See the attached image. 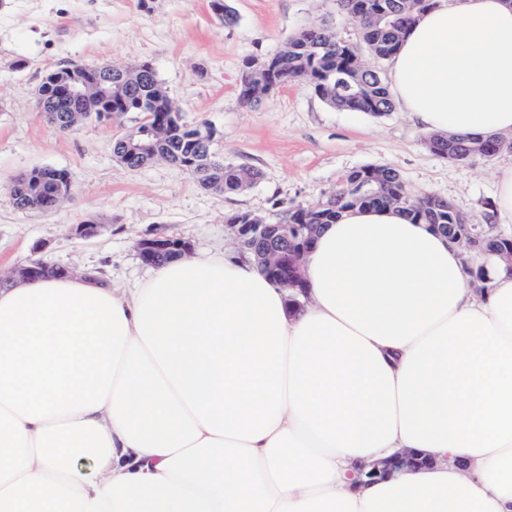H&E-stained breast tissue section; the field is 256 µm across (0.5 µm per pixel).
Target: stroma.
<instances>
[{
	"instance_id": "obj_1",
	"label": "stroma",
	"mask_w": 512,
	"mask_h": 512,
	"mask_svg": "<svg viewBox=\"0 0 512 512\" xmlns=\"http://www.w3.org/2000/svg\"><path fill=\"white\" fill-rule=\"evenodd\" d=\"M238 21L224 26L209 0H0V275L30 257L76 270L97 269L116 288H136L152 274L136 243L156 231L187 241L193 255L220 254L232 239L228 214L250 211L275 221L281 209L308 205L338 180L366 166H390L412 196L450 200L472 223L485 221L498 168L512 150L465 164L432 152L426 133L399 111L375 117L327 106L306 87H282L254 108L236 93L243 64L282 49L299 31L328 24L360 45L356 23L336 0H231ZM152 64L190 124L216 127L225 163L259 169L237 195L201 189L181 168L156 162L121 166L114 134L136 113L69 134L54 131L37 88L54 66ZM38 167L74 176L70 200L53 212L16 210L6 188ZM101 224L97 237L73 228Z\"/></svg>"
}]
</instances>
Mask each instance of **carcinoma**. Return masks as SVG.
Here are the masks:
<instances>
[{
    "label": "carcinoma",
    "mask_w": 512,
    "mask_h": 512,
    "mask_svg": "<svg viewBox=\"0 0 512 512\" xmlns=\"http://www.w3.org/2000/svg\"><path fill=\"white\" fill-rule=\"evenodd\" d=\"M433 0H338L340 10L357 22L361 40L377 60H387L398 49L402 35L427 11ZM273 69L257 71L244 63L237 97L246 107L258 106L270 92L290 84H301L312 90L328 106L348 112L384 116L396 109L388 89L387 76L370 66L358 49L346 43L329 27L310 28L288 40L283 49L271 56ZM40 112L46 122L60 133L68 132L65 118L70 113L56 88L48 83L39 87ZM173 101L156 70L144 73L136 64L125 67L112 77V111L124 115H141L139 125L159 124V132L151 145L141 151L128 150L124 135L112 139V152L125 159L132 169L155 162L180 167L206 190L214 193H235L258 181L261 172L250 166L230 165L213 149L214 140L207 136L205 126L189 125L181 113L171 111ZM512 149V140L491 137L484 140L458 141L459 162L466 163L475 155L493 157L505 148ZM66 169L43 167L24 178V188L9 187L12 205L18 210L42 209L61 182ZM371 179L379 186L375 195L365 193L361 185ZM407 193L399 173L387 166L360 168L347 174L336 188L312 205V216L304 219L299 213L283 210L277 223L331 224L339 214L357 205L388 206ZM407 208L415 219L427 224L455 223L456 209L452 202L433 195L410 199Z\"/></svg>",
    "instance_id": "obj_1"
}]
</instances>
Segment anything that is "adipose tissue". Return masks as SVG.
<instances>
[{"label": "adipose tissue", "mask_w": 512, "mask_h": 512, "mask_svg": "<svg viewBox=\"0 0 512 512\" xmlns=\"http://www.w3.org/2000/svg\"><path fill=\"white\" fill-rule=\"evenodd\" d=\"M389 90L424 129L512 132V0H435ZM304 277L296 313L238 255L0 288V512H512V272L356 207ZM401 449L433 462L360 473Z\"/></svg>", "instance_id": "ef3b65f1"}]
</instances>
